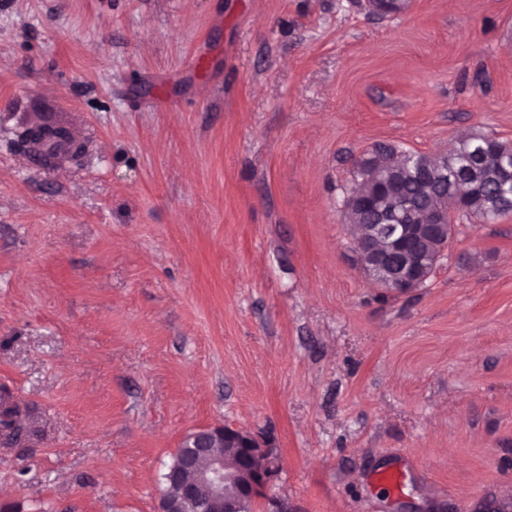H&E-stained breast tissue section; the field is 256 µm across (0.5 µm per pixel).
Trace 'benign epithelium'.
Segmentation results:
<instances>
[{"label":"benign epithelium","mask_w":512,"mask_h":512,"mask_svg":"<svg viewBox=\"0 0 512 512\" xmlns=\"http://www.w3.org/2000/svg\"><path fill=\"white\" fill-rule=\"evenodd\" d=\"M67 140L64 154L79 158L85 153L83 141L62 128ZM479 153H491L496 158L494 168L503 194L512 195V148L495 143L480 148ZM482 167L472 168L456 181L468 186L465 193L455 192L452 199L435 198L428 207V217L417 216L403 222L409 204L394 193L391 178L379 176L369 192L351 190L344 199V208L372 209L380 220L361 225L358 252L363 256L361 268L374 284L393 294H408L419 287L421 273L434 267L444 251L430 253L421 244L448 238V213L470 203L481 180ZM188 453L176 458L175 470L169 481L176 482L178 492L158 501L157 512H185L184 505L207 490L212 512H245L272 481L278 469L277 451L260 442L242 428L216 425L194 430L183 441ZM214 448L236 449V463L228 465L224 457L215 455Z\"/></svg>","instance_id":"benign-epithelium-1"}]
</instances>
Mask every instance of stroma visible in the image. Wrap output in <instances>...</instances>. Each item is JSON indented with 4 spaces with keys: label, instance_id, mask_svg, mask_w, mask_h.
<instances>
[{
    "label": "stroma",
    "instance_id": "stroma-1",
    "mask_svg": "<svg viewBox=\"0 0 512 512\" xmlns=\"http://www.w3.org/2000/svg\"><path fill=\"white\" fill-rule=\"evenodd\" d=\"M470 132L512 143V0H0V507L156 512L214 425L293 512L511 500L512 213L394 295L343 207L359 155Z\"/></svg>",
    "mask_w": 512,
    "mask_h": 512
}]
</instances>
